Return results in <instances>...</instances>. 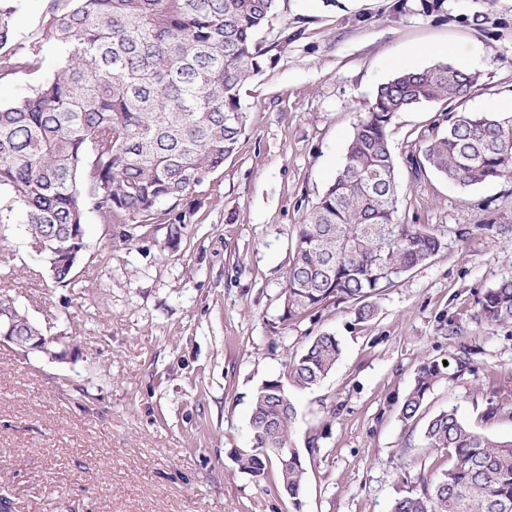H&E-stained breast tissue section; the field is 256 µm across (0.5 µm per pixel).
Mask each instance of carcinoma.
Returning a JSON list of instances; mask_svg holds the SVG:
<instances>
[{
	"instance_id": "obj_1",
	"label": "carcinoma",
	"mask_w": 512,
	"mask_h": 512,
	"mask_svg": "<svg viewBox=\"0 0 512 512\" xmlns=\"http://www.w3.org/2000/svg\"><path fill=\"white\" fill-rule=\"evenodd\" d=\"M281 0H49L46 26L30 45L15 43L21 0H0V75L35 72L52 50L58 67L18 100L0 104V224H22L44 251L52 280L72 283L73 259L88 243L84 217L106 224L128 215L154 219L158 205L184 195L224 165L245 131L241 86L268 54L296 33L260 34ZM478 76L437 63L403 71L381 85L348 141L334 181L298 225L283 289L285 321L351 303L363 320L370 300L448 245L447 236L398 216L395 157L388 129L399 112L447 99L463 102ZM416 167L460 187L512 177V116L457 112L427 144ZM11 305L19 336L38 327ZM477 319L512 323V277L489 289ZM341 354L324 332L289 366L290 384L310 389ZM441 374L422 364L400 407L414 422ZM295 408L288 389L269 379L257 389L249 420L255 452L241 468L253 477L276 465L282 492L301 506L306 468L293 448ZM424 437L446 450L450 468L420 478L417 492L391 512H512V441L473 431L455 410L429 418Z\"/></svg>"
}]
</instances>
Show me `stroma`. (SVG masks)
<instances>
[{
  "instance_id": "stroma-1",
  "label": "stroma",
  "mask_w": 512,
  "mask_h": 512,
  "mask_svg": "<svg viewBox=\"0 0 512 512\" xmlns=\"http://www.w3.org/2000/svg\"><path fill=\"white\" fill-rule=\"evenodd\" d=\"M281 0L263 36L300 28L240 91L246 130L222 168L160 203L183 217L123 225L86 213L90 244L72 283L50 278L22 225L0 224V290L50 340L49 353L0 342V494L11 512H390L420 476L448 468L426 419L456 409L473 430L512 438V325L475 318L512 276V178L460 188L413 162L457 110L512 111V0ZM447 63L479 75L464 105L439 100L390 128L399 218L448 236L446 249L373 299L282 320L294 239L340 168L377 87ZM0 76V104L53 74ZM342 354L317 386L290 388L291 441L307 469L301 507L276 467L255 478L248 420L262 382L287 380L310 340ZM473 354L460 365L463 346ZM441 373L419 420L400 403L420 365Z\"/></svg>"
}]
</instances>
